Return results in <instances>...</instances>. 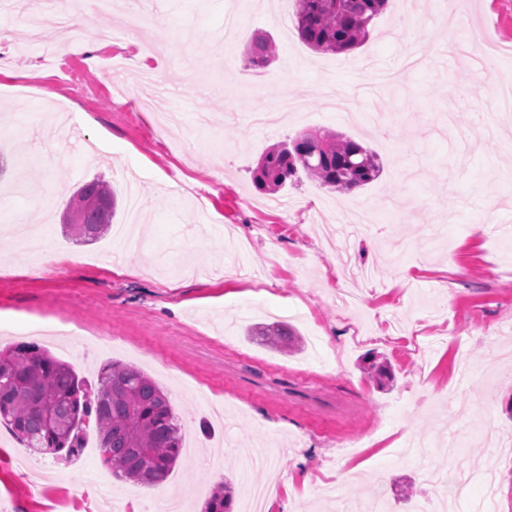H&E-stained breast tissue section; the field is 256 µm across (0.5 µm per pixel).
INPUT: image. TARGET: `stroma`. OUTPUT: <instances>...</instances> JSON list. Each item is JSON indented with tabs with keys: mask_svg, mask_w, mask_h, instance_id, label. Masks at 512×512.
I'll return each instance as SVG.
<instances>
[{
	"mask_svg": "<svg viewBox=\"0 0 512 512\" xmlns=\"http://www.w3.org/2000/svg\"><path fill=\"white\" fill-rule=\"evenodd\" d=\"M56 0H13L0 13V149L16 162L0 176V225L41 230L58 251L29 263L21 243L0 237V322L31 328L28 342L70 362L88 384L119 361L167 393L195 449L158 486L136 489L102 464L95 433L73 460L33 454L51 468L40 496L16 466L25 451L0 423V512H202L232 476L235 500L272 471L283 478L271 512H355L384 486V512H414L465 462L498 472L494 512H512V112L498 137L472 115L488 112L466 54L444 36L432 0H388L354 52L316 53L283 29L277 0H79L87 36L49 50L24 27L31 9ZM167 23L152 25L154 16ZM237 66L224 72L222 35ZM455 27L494 33L512 47V0H471ZM99 29L112 40L95 39ZM277 47L265 68L249 44ZM152 52L144 82L138 49ZM360 95L382 127L327 106L324 88ZM306 112L269 127L252 112L280 96ZM330 129L374 151L378 179L333 192L300 176L276 193L258 189L260 156L306 131ZM113 186L114 226L136 224L140 249L120 268L103 256L111 236L84 242L63 224L85 182ZM494 196V221L471 232ZM411 202L392 224L406 242L394 261L386 236L351 227L370 210L390 224L389 202ZM62 315L94 331L60 346L38 335ZM276 320L301 337L282 353L248 328ZM388 363L387 386L364 371ZM268 448L272 469L237 480L233 449ZM301 449L304 470L288 453Z\"/></svg>",
	"mask_w": 512,
	"mask_h": 512,
	"instance_id": "1",
	"label": "stroma"
}]
</instances>
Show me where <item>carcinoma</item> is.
Instances as JSON below:
<instances>
[{
	"label": "carcinoma",
	"instance_id": "obj_1",
	"mask_svg": "<svg viewBox=\"0 0 512 512\" xmlns=\"http://www.w3.org/2000/svg\"><path fill=\"white\" fill-rule=\"evenodd\" d=\"M387 0H295V25L314 51L347 54L360 47L369 26ZM274 53L272 43L256 40L247 63L260 68ZM336 191L376 180L378 156L361 143L338 133H305L292 147L276 145L261 157L254 171L260 190L276 192L297 174ZM89 197L110 202L107 210H86ZM68 208L82 213L73 232L87 241L104 237L115 210L111 187L98 179L85 183ZM276 348H290L295 329L286 322L251 331ZM0 421L25 447L42 453L79 454L85 433L93 430L102 462L122 481L144 487L158 485L174 467L182 448L179 417L163 390L137 368L114 361L101 369L95 392L70 363L35 344L0 350ZM204 512H233L231 483L218 486Z\"/></svg>",
	"mask_w": 512,
	"mask_h": 512
}]
</instances>
